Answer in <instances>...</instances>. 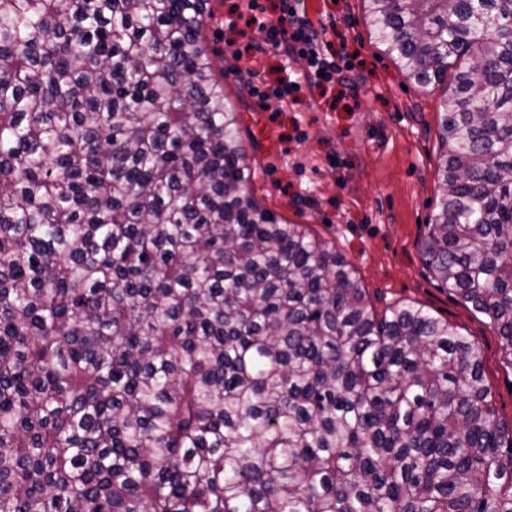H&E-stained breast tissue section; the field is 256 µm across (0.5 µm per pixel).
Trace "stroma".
<instances>
[{"instance_id":"1","label":"stroma","mask_w":512,"mask_h":512,"mask_svg":"<svg viewBox=\"0 0 512 512\" xmlns=\"http://www.w3.org/2000/svg\"><path fill=\"white\" fill-rule=\"evenodd\" d=\"M210 0L208 52L224 73L253 177L251 190L280 219L306 225L335 245L357 272L377 311L418 303L452 324L484 355L498 415L512 422V363L481 316L458 304L427 272L419 244L438 211L439 117L449 84L420 86L386 54L362 0ZM325 29L328 50L349 80L302 86L263 105L252 85L278 84L301 57L256 49L279 26L284 6ZM256 71L255 82L240 76Z\"/></svg>"}]
</instances>
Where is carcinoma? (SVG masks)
<instances>
[{"mask_svg":"<svg viewBox=\"0 0 512 512\" xmlns=\"http://www.w3.org/2000/svg\"><path fill=\"white\" fill-rule=\"evenodd\" d=\"M209 3L0 0V512H512L479 348L254 197ZM363 3L454 84L423 251L512 357V0Z\"/></svg>","mask_w":512,"mask_h":512,"instance_id":"1","label":"carcinoma"}]
</instances>
